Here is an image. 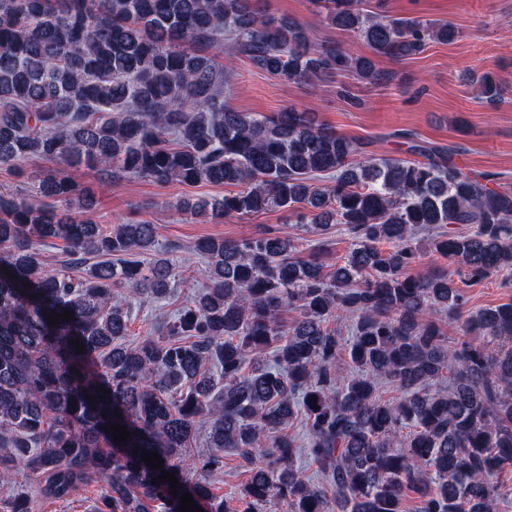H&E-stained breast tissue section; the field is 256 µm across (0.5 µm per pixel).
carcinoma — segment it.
I'll return each mask as SVG.
<instances>
[{
  "mask_svg": "<svg viewBox=\"0 0 512 512\" xmlns=\"http://www.w3.org/2000/svg\"><path fill=\"white\" fill-rule=\"evenodd\" d=\"M256 2L0 0V167L57 165L39 182L41 206L0 194V481L21 475L62 501L96 484L95 512H178L169 480L152 482L173 471L179 495L228 512L206 477L231 451L248 474L234 512H402L408 491L418 512H496L498 476L512 469V302L470 314L459 330L478 342L456 347L428 316L454 317L460 283L512 269V194L445 147L412 144L422 161L379 158L308 112H239L225 99L226 47L280 80L346 73L381 85L372 57L411 58L457 31L378 15L366 0H313L365 42L371 56L355 57ZM73 162L114 182L238 186L181 208L287 209L314 233L346 225L353 248L327 272L286 235L202 240L203 291L134 345L120 289L152 300L182 274L155 225L72 219L88 197L66 172ZM419 229L459 279L409 273ZM48 238L72 266L99 261L81 278L49 270L36 249ZM66 309L73 318L48 324ZM386 383L402 395L384 398ZM298 416L320 482L293 465ZM201 421L209 446L195 456ZM116 424L127 443L105 432ZM152 451L163 470L142 461Z\"/></svg>",
  "mask_w": 512,
  "mask_h": 512,
  "instance_id": "obj_1",
  "label": "carcinoma"
}]
</instances>
